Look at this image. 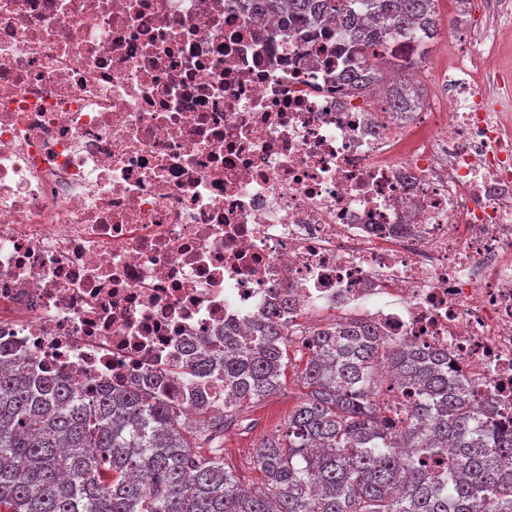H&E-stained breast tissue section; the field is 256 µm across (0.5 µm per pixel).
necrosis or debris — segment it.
I'll return each mask as SVG.
<instances>
[{
    "label": "necrosis or debris",
    "mask_w": 512,
    "mask_h": 512,
    "mask_svg": "<svg viewBox=\"0 0 512 512\" xmlns=\"http://www.w3.org/2000/svg\"><path fill=\"white\" fill-rule=\"evenodd\" d=\"M358 99L329 30L233 0H0V353L86 388L189 362L285 294L448 351L512 402V75ZM384 91L390 112H415L424 100L423 89L404 81L389 83Z\"/></svg>",
    "instance_id": "1"
}]
</instances>
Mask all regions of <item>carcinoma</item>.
Segmentation results:
<instances>
[{
  "label": "carcinoma",
  "instance_id": "1",
  "mask_svg": "<svg viewBox=\"0 0 512 512\" xmlns=\"http://www.w3.org/2000/svg\"><path fill=\"white\" fill-rule=\"evenodd\" d=\"M261 20L288 13L295 36L336 20L359 65L347 87L383 83L439 34L435 0H241ZM389 111L414 112L423 89L389 83ZM297 311L284 296L249 335L190 344L174 364L122 389L86 393L0 359V512H512V424L500 405L448 373V351L377 340L378 327L343 317L307 327L289 350ZM294 370L306 389L280 435L262 441L263 489L244 488L225 462L224 425L276 392ZM224 379V412L202 393ZM397 393L389 405L383 392Z\"/></svg>",
  "mask_w": 512,
  "mask_h": 512
}]
</instances>
